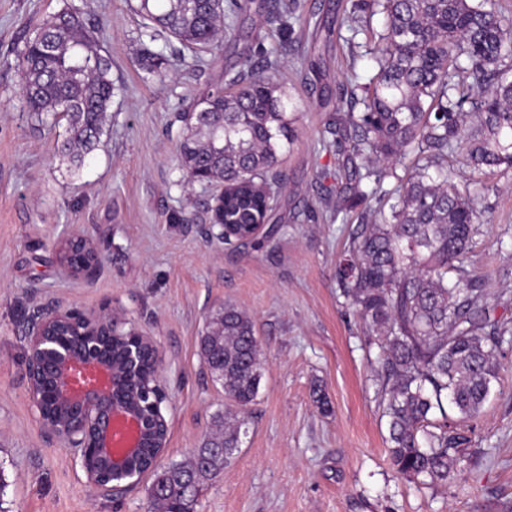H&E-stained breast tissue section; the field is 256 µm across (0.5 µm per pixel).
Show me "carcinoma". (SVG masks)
<instances>
[{
	"mask_svg": "<svg viewBox=\"0 0 512 512\" xmlns=\"http://www.w3.org/2000/svg\"><path fill=\"white\" fill-rule=\"evenodd\" d=\"M385 16L374 42L378 72L362 87L361 112L336 113V132L364 160L355 184L336 183V213L357 206L374 217L353 237L339 270L342 295L366 325L367 343L380 350L376 374L389 453L396 470L425 486L445 484L463 456L458 419L477 416L498 379L496 352L512 331L491 309L463 262L481 232L477 212L448 168L457 148L476 169L512 170V14L497 0H365ZM236 0H140V34L153 43L177 41L214 54L236 32ZM279 34L288 37L294 11L274 0ZM164 54L146 50L143 70L167 76ZM278 50L262 47L243 62L246 74L218 84L193 108L179 144L182 167L194 181L234 186L228 215L271 217L281 183L276 168L291 137L286 85L276 81ZM112 63L94 28L65 7L44 20L22 50V95L37 120L66 111L57 153L83 167L105 131L116 94ZM411 159L397 178L396 201L381 187L385 173ZM374 180L370 190L362 181ZM200 354L230 404L255 401L262 378L260 343L251 318L226 305L209 319ZM220 435L192 455L153 465L145 448L134 467L152 477L150 498L163 512H195L203 487L224 472L247 435V421L213 416Z\"/></svg>",
	"mask_w": 512,
	"mask_h": 512,
	"instance_id": "cac0c4a2",
	"label": "carcinoma"
}]
</instances>
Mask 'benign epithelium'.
Returning <instances> with one entry per match:
<instances>
[{"label":"benign epithelium","mask_w":512,"mask_h":512,"mask_svg":"<svg viewBox=\"0 0 512 512\" xmlns=\"http://www.w3.org/2000/svg\"><path fill=\"white\" fill-rule=\"evenodd\" d=\"M62 275L91 278L100 256L96 244L74 234L60 245ZM29 400L44 432L74 452L96 494L136 485L143 473L129 461L142 448H167L169 420L164 412L168 395L161 379L162 356L156 339L123 329L112 311L85 313L56 305L28 322ZM125 343L126 367L112 359V344ZM155 357L143 390L148 405L123 397L127 371L138 367L145 350Z\"/></svg>","instance_id":"1"}]
</instances>
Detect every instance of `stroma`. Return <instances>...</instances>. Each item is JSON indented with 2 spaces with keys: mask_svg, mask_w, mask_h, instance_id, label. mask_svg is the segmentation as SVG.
<instances>
[{
  "mask_svg": "<svg viewBox=\"0 0 512 512\" xmlns=\"http://www.w3.org/2000/svg\"><path fill=\"white\" fill-rule=\"evenodd\" d=\"M136 0H0V493L5 512H148L150 478L106 500L68 448L48 439L28 399L23 317L59 301L85 312L112 307L154 336L169 395L162 464L187 459L212 433L224 390L199 354L210 315L231 304L254 322L263 377L244 408L249 433L196 512H512V340L448 483L420 487L394 470L373 382L378 348L340 294L361 209L336 215L339 94L378 70L373 37L385 28L363 0H296L279 41L272 0H239L237 36L219 55L170 56L149 79ZM82 9L112 61L118 89L105 133L80 169L56 151L65 119L38 121L20 86L22 39L62 8ZM281 46L278 79L292 97L295 137L277 168L275 230L258 246L213 238L215 186L189 180L178 159L184 112L238 72L258 47ZM455 185L482 232L464 263L494 317L512 327V174L478 172L451 157ZM92 237L102 260L92 279L60 273L58 246ZM328 402L320 410L314 390Z\"/></svg>",
  "mask_w": 512,
  "mask_h": 512,
  "instance_id": "1",
  "label": "stroma"
}]
</instances>
